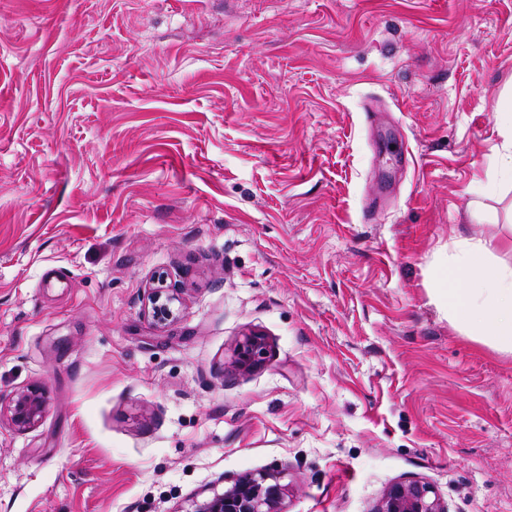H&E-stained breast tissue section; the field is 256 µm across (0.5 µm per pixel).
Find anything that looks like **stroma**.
I'll return each mask as SVG.
<instances>
[{
    "mask_svg": "<svg viewBox=\"0 0 512 512\" xmlns=\"http://www.w3.org/2000/svg\"><path fill=\"white\" fill-rule=\"evenodd\" d=\"M511 96L512 0H0V512H512V354L438 295ZM180 297L177 288L166 285L163 278H157V285L149 288L147 295L148 318L156 326L167 325L178 319ZM264 350L265 341L262 336H246L238 346L236 366L241 370L250 369L260 361ZM47 407V396L39 387L15 390L7 408V420L17 431L24 432L36 427ZM284 495L275 473H247L223 493L196 501L192 512H284ZM432 486L422 481L392 484L375 512H447Z\"/></svg>",
    "mask_w": 512,
    "mask_h": 512,
    "instance_id": "stroma-1",
    "label": "stroma"
}]
</instances>
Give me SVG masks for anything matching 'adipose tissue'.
Returning a JSON list of instances; mask_svg holds the SVG:
<instances>
[{"mask_svg":"<svg viewBox=\"0 0 512 512\" xmlns=\"http://www.w3.org/2000/svg\"><path fill=\"white\" fill-rule=\"evenodd\" d=\"M500 245L491 240L466 244L442 275L441 296L448 320L470 336H485L512 352V267L488 270Z\"/></svg>","mask_w":512,"mask_h":512,"instance_id":"obj_1","label":"adipose tissue"}]
</instances>
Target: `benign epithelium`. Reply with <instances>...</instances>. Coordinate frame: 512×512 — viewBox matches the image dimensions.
Wrapping results in <instances>:
<instances>
[{
    "mask_svg": "<svg viewBox=\"0 0 512 512\" xmlns=\"http://www.w3.org/2000/svg\"><path fill=\"white\" fill-rule=\"evenodd\" d=\"M148 318L156 326L166 325L180 314L178 290L166 285L164 279L149 289ZM265 341L258 335L244 338L237 350L236 366L248 370L260 361ZM47 407V396L39 387L14 391L9 399L7 420L17 431L36 427ZM285 488L274 473L251 474L239 477L221 494L194 503L192 512H284ZM376 512H448L432 486L422 481L399 482L383 495Z\"/></svg>",
    "mask_w": 512,
    "mask_h": 512,
    "instance_id": "1",
    "label": "benign epithelium"
}]
</instances>
